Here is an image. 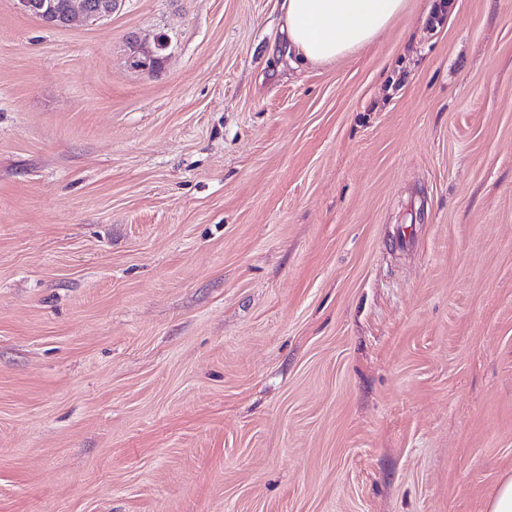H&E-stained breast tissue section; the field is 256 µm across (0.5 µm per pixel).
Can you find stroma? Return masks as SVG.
Instances as JSON below:
<instances>
[{"label":"stroma","instance_id":"1","mask_svg":"<svg viewBox=\"0 0 512 512\" xmlns=\"http://www.w3.org/2000/svg\"><path fill=\"white\" fill-rule=\"evenodd\" d=\"M435 4L298 73L281 0H0V512H487L512 0ZM21 9L30 15L54 17L59 26H67L77 19L102 21L112 16L115 10L112 1L90 3L86 0H17Z\"/></svg>","mask_w":512,"mask_h":512}]
</instances>
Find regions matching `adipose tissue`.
Wrapping results in <instances>:
<instances>
[{
  "instance_id": "adipose-tissue-1",
  "label": "adipose tissue",
  "mask_w": 512,
  "mask_h": 512,
  "mask_svg": "<svg viewBox=\"0 0 512 512\" xmlns=\"http://www.w3.org/2000/svg\"><path fill=\"white\" fill-rule=\"evenodd\" d=\"M406 0H283L288 51L303 64L336 60L371 43Z\"/></svg>"
}]
</instances>
